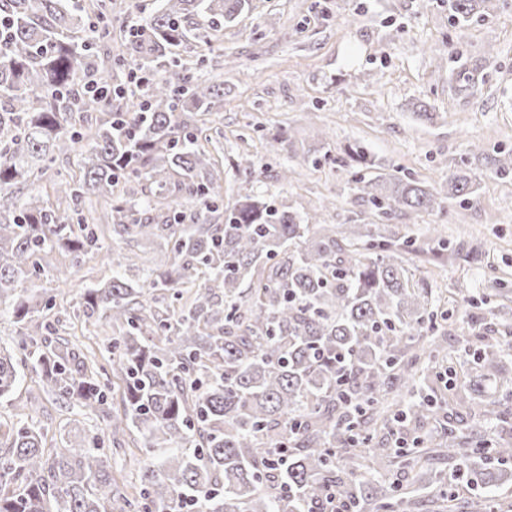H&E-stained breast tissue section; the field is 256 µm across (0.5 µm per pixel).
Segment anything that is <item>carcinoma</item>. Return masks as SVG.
Wrapping results in <instances>:
<instances>
[{
  "label": "carcinoma",
  "mask_w": 512,
  "mask_h": 512,
  "mask_svg": "<svg viewBox=\"0 0 512 512\" xmlns=\"http://www.w3.org/2000/svg\"><path fill=\"white\" fill-rule=\"evenodd\" d=\"M248 0H161L133 28L114 30L112 0H0L9 42L0 49V304L18 339L0 345V402H11L19 364L31 366L60 405L100 414L112 429V453L130 432L148 459L139 491L127 494L112 475L104 440L78 428L48 444L30 414L0 422V512H323L337 491L350 512H415L409 492L390 482L395 465L424 479L427 464L447 460L455 475L483 488L512 481V374L504 359L512 341L479 336L501 316L487 298L480 312L452 319L440 298L414 279L408 255L421 246L388 221L445 210L470 200L475 183L463 159L448 180L428 185L411 176L354 179L356 198L385 224L318 223L319 215L279 209L242 175L222 224H186L189 204L210 208L218 168L199 142L198 116L224 101L217 76L193 78L179 48L194 32L219 31ZM494 8L492 0H448L463 28ZM118 32L123 50L104 56L87 38ZM142 66L143 100L125 95L122 77ZM93 76L100 93L84 90ZM468 94L481 67L452 73ZM78 173L52 192L33 190L59 159ZM340 167L377 170L361 146L334 159ZM512 175V150L491 159ZM104 200L112 239L160 245L172 254L164 270L141 263L129 278L124 257L85 214L89 196ZM94 252L112 264V279L81 293L74 317L102 314L120 335L90 360L49 317L56 295L26 283L61 254L73 267ZM195 289L187 307L183 290ZM42 334L26 333L33 317ZM474 366L453 400L484 434L442 427L448 394L428 384L448 361V327ZM121 389V408L106 407L107 374ZM370 461L366 477L350 466ZM438 512L462 506L436 484Z\"/></svg>",
  "instance_id": "carcinoma-1"
}]
</instances>
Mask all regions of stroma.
I'll return each instance as SVG.
<instances>
[{"instance_id": "35a3bbf8", "label": "stroma", "mask_w": 512, "mask_h": 512, "mask_svg": "<svg viewBox=\"0 0 512 512\" xmlns=\"http://www.w3.org/2000/svg\"><path fill=\"white\" fill-rule=\"evenodd\" d=\"M427 45L442 49L444 60L424 53ZM181 55L199 78L224 79V101L203 125L205 147L223 173L221 209L200 211V223H223L239 183L233 164L246 153L256 163L254 192L275 206L306 213L325 202L326 223L373 224L374 211L354 202L348 172L332 162L346 146L364 143L385 172L435 184L476 142L486 156L472 162L477 191L470 203L404 221L420 241L433 226H445L450 247L478 254L468 262L422 264L414 274L445 292L462 283L486 294L496 281H512V177L495 175L485 162L512 149V0H495L493 11L463 29L454 26L448 0H250L213 46L194 39ZM481 59L488 62L484 83L472 95L457 94L450 71ZM420 102L433 120L417 118L413 106ZM292 144L309 161L290 158ZM287 167L296 174L286 183L280 176ZM111 277V266L87 255L66 275L69 293L57 299L53 316L70 318L81 289ZM29 403L51 434L78 425L112 438L101 417L59 409L27 370L0 418L13 419Z\"/></svg>"}]
</instances>
